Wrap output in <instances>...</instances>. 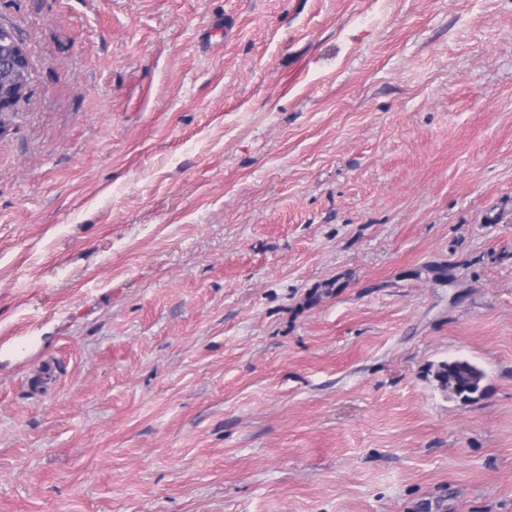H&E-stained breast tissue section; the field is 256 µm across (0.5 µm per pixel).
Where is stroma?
<instances>
[{"mask_svg":"<svg viewBox=\"0 0 512 512\" xmlns=\"http://www.w3.org/2000/svg\"><path fill=\"white\" fill-rule=\"evenodd\" d=\"M0 26V512H512V0ZM19 45H20V48L23 51V53L28 54L25 46L21 43H19ZM20 48L19 49L15 48L13 50L6 51L4 53L2 63L7 68H10V66H12L14 69L17 70V72L21 71L23 73V76L21 73V76H20V74H16L15 77L20 82L21 85H25V87H24L25 91L20 93L19 98H16L15 94H13L11 96L7 95L5 98L1 97L0 98V112H5V113L18 112L17 104L22 99H25L28 94L29 78H28L27 72L22 70V68L20 66V63H21ZM20 84H19V86H20ZM435 377L441 388L462 402H468L480 392L485 374L474 363L459 358L440 363L435 370Z\"/></svg>","mask_w":512,"mask_h":512,"instance_id":"obj_1","label":"stroma"}]
</instances>
